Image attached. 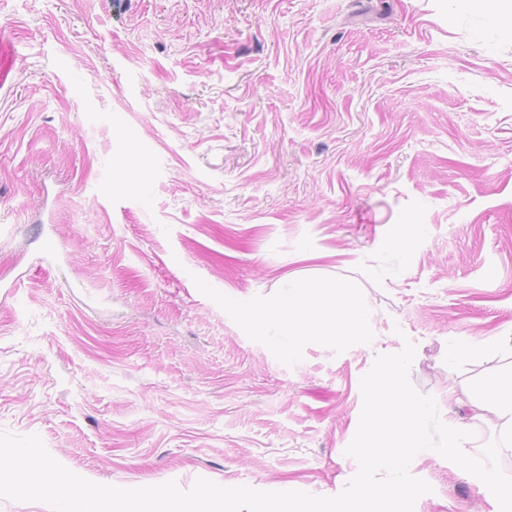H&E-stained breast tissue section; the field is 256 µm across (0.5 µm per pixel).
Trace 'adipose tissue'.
Segmentation results:
<instances>
[{
	"label": "adipose tissue",
	"instance_id": "adipose-tissue-1",
	"mask_svg": "<svg viewBox=\"0 0 512 512\" xmlns=\"http://www.w3.org/2000/svg\"><path fill=\"white\" fill-rule=\"evenodd\" d=\"M320 282L289 276L272 303L259 307L242 298L238 306L251 320L254 330L273 336L289 349L310 336H342L364 340L370 334L369 315L356 294H348L342 304L323 301Z\"/></svg>",
	"mask_w": 512,
	"mask_h": 512
}]
</instances>
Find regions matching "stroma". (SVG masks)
<instances>
[{
  "instance_id": "obj_1",
  "label": "stroma",
  "mask_w": 512,
  "mask_h": 512,
  "mask_svg": "<svg viewBox=\"0 0 512 512\" xmlns=\"http://www.w3.org/2000/svg\"><path fill=\"white\" fill-rule=\"evenodd\" d=\"M295 274L371 334L284 352ZM471 407L512 372V36L479 0H0V430L122 488L334 496L360 380ZM486 351H476V344ZM414 512H500L429 455Z\"/></svg>"
}]
</instances>
